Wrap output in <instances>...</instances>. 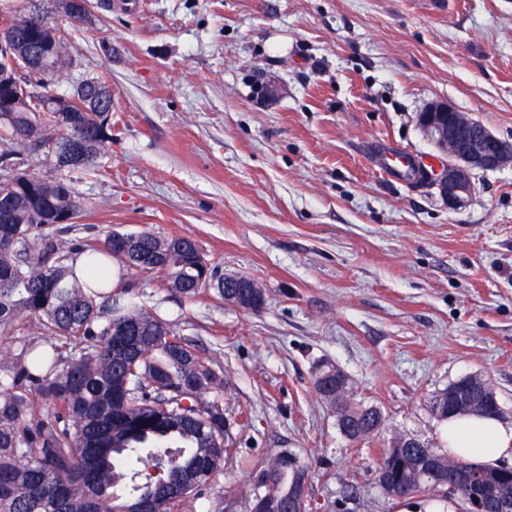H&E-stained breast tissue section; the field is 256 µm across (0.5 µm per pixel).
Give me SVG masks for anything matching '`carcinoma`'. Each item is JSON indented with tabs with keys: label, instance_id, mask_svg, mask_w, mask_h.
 Returning a JSON list of instances; mask_svg holds the SVG:
<instances>
[{
	"label": "carcinoma",
	"instance_id": "carcinoma-1",
	"mask_svg": "<svg viewBox=\"0 0 512 512\" xmlns=\"http://www.w3.org/2000/svg\"><path fill=\"white\" fill-rule=\"evenodd\" d=\"M21 94L11 120L0 123V156L8 168L19 153L41 154L61 170H73V155L89 166L112 147V90L102 77L86 86L80 100L99 112H75L71 94L56 83L71 71L65 34L17 28L13 33ZM82 203L62 180L32 171L0 181V326L21 318L51 339L0 354V512H184L188 498L201 496L223 470L237 420L224 415V373L206 363L176 325L142 307L117 303L107 289L106 258L121 259L137 274L159 278L173 294L192 300L215 279L200 245L189 237L153 231L107 232L92 243L57 247L52 229L63 214L80 218ZM92 255L94 278L74 271L76 255ZM212 399H207V396ZM429 413L445 420L456 413L442 390L427 401ZM336 417H346V439L369 437L384 417L372 406L343 399ZM433 454L437 468L416 471L421 456ZM148 462L145 470L138 465ZM378 468L397 485L394 497L424 496L445 501L448 493L429 487L475 465L448 458L428 443L389 448ZM483 475L455 488L463 504L481 501L498 512L500 491L512 486V467H479ZM309 466L281 452L251 473L260 493L255 512H281L280 505L304 489Z\"/></svg>",
	"mask_w": 512,
	"mask_h": 512
}]
</instances>
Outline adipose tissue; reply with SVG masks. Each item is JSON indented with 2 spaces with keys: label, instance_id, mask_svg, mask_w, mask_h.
<instances>
[{
  "label": "adipose tissue",
  "instance_id": "adipose-tissue-1",
  "mask_svg": "<svg viewBox=\"0 0 512 512\" xmlns=\"http://www.w3.org/2000/svg\"><path fill=\"white\" fill-rule=\"evenodd\" d=\"M441 434L450 458L487 466L512 460V426L497 417L453 415Z\"/></svg>",
  "mask_w": 512,
  "mask_h": 512
}]
</instances>
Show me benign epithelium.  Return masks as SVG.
<instances>
[{"label":"benign epithelium","instance_id":"benign-epithelium-1","mask_svg":"<svg viewBox=\"0 0 512 512\" xmlns=\"http://www.w3.org/2000/svg\"><path fill=\"white\" fill-rule=\"evenodd\" d=\"M52 10L69 18L86 16L84 0H54ZM18 26L32 30H53L51 15L25 12L11 16L0 23V53L11 56L12 32ZM474 119L456 111L446 101L426 103L418 114V124L427 138L448 156V163L435 178L443 200L455 209L465 203L471 194L472 172L489 168H501L512 164V141L502 139L487 127L477 130ZM224 287L236 288L238 292L229 296V302L238 308L251 311L255 301L263 294L262 288L253 279L242 275L224 277ZM317 386L336 392V397L346 395L341 372L323 366L319 369Z\"/></svg>","mask_w":512,"mask_h":512}]
</instances>
